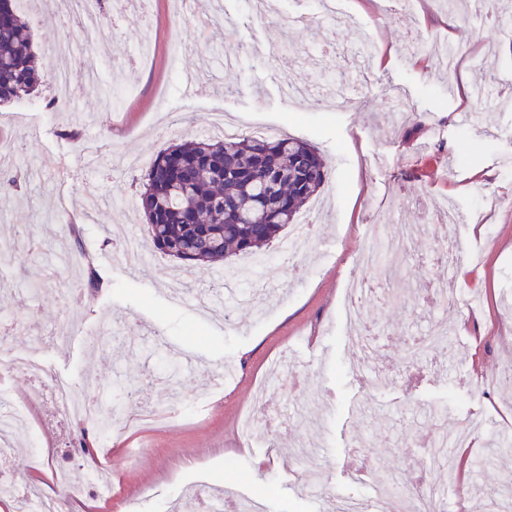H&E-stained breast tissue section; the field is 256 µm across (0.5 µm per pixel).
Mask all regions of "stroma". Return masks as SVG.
Masks as SVG:
<instances>
[{
    "mask_svg": "<svg viewBox=\"0 0 512 512\" xmlns=\"http://www.w3.org/2000/svg\"><path fill=\"white\" fill-rule=\"evenodd\" d=\"M315 0H272L255 20L247 0H221L222 24L210 23V0H196L187 19L173 0H107L100 49L109 61L105 82L120 109L106 111L98 96L81 94L71 111L37 113L53 90L42 82L23 101L0 104V171H19L17 194L0 196V318L16 349L43 369L40 386L0 355V414L17 407L26 421L0 457V512H33L26 488L55 491L59 512L74 502L96 512H169L187 485L219 487L236 498H258L265 512H318L295 490L311 459L294 449L310 440L326 485L340 495L376 497L382 482L406 491L424 475L423 447L443 428L478 427L475 454L501 438L512 440V109L474 107L462 85L488 82L512 94V0H485V16L466 0H342L347 19L295 28L297 10ZM56 0H34L23 11L41 67L49 47L79 41L76 27L56 22ZM460 42L475 57L457 73L440 70L424 40ZM181 41V57L172 54ZM369 44L386 64L356 65L354 50ZM243 46L237 66L224 51ZM207 70L219 87L188 101L186 71ZM240 91L225 96L223 83ZM309 98H288V83ZM404 89L399 100L390 87ZM239 123L268 128L313 144L329 167L330 182L304 212L314 238L297 265L269 245L266 269L235 278L223 264L195 277L180 275L173 258L153 253L132 271L111 234L122 223L144 238L136 208L142 178L156 154L187 139H221L215 111ZM477 114L476 127L464 123ZM461 216L434 226L439 200ZM391 234L413 227L399 268L359 269L373 225ZM457 241L455 277L447 303L431 304L424 286L440 277L428 256L437 238ZM381 284L368 318L379 335L370 365L380 384L368 387L353 371L340 304L355 274ZM94 279V291L72 301L74 279ZM77 316L82 334L64 326ZM437 321L451 330L444 350L417 361L407 346ZM103 333L91 349L84 332ZM293 354V370L267 398L281 425L244 445L242 412L252 406L257 381L277 354ZM234 378L214 391L223 367ZM123 416L131 394L147 406L183 414L158 425L113 428L102 441L94 422L57 416L50 403L55 379ZM95 448L94 461L80 440ZM363 458L372 482L357 484L346 465ZM109 470L106 486L75 493L57 488L60 469Z\"/></svg>",
    "mask_w": 512,
    "mask_h": 512,
    "instance_id": "obj_1",
    "label": "stroma"
}]
</instances>
